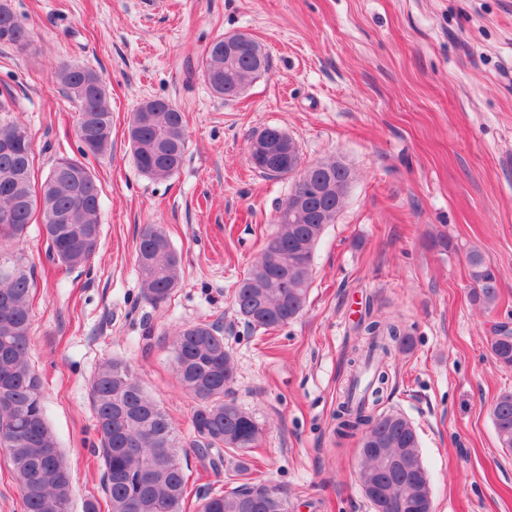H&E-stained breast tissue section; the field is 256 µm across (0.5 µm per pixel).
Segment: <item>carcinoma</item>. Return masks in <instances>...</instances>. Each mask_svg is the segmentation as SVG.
<instances>
[{
    "label": "carcinoma",
    "instance_id": "cac0c4a2",
    "mask_svg": "<svg viewBox=\"0 0 512 512\" xmlns=\"http://www.w3.org/2000/svg\"><path fill=\"white\" fill-rule=\"evenodd\" d=\"M26 49L32 33L14 15L9 0H0V45ZM258 68L248 51L224 52V37L214 39L202 59L201 73L213 92L226 100L243 96L251 80L268 70V55ZM57 81L80 104L95 142L76 127L79 156L55 159L41 184H36L34 146L18 123L0 120V447L7 450L19 484L25 512H70L71 474L62 454L54 455L57 440L43 406L40 377L28 362L32 326L33 278L28 260L18 245L34 222L37 208L43 217L56 214L62 222L43 225L46 253L67 269L86 266L100 239V189L87 165L88 157L104 154L112 137V110L99 73L90 66L64 62L56 67ZM133 158L148 178L164 181L182 165L187 146L186 120L166 99H151L132 112L128 126ZM310 179L325 192L307 200L303 210L278 223L274 234L250 271L234 291L236 313L253 330L287 325L302 312L312 275L315 248L324 219L343 208L352 174L342 163L319 161L308 170ZM137 264L144 298L166 301L181 280V258L166 234L146 226L137 245ZM471 301L486 309L499 298V281L491 261L481 252L468 254ZM366 346L355 351L350 365L359 373L372 370L364 394L354 399L346 392L336 407V434L340 438L375 439L383 453L360 457L359 485L382 471L386 477L384 512H415L411 499L415 484L427 479L398 463L406 451L421 457L418 435L400 412L376 411L389 381L378 356L388 358L408 349L411 338L399 325L375 319L365 326ZM494 360L512 368V330L495 327L490 342ZM171 355L183 389L195 400L191 415L200 437L196 452L210 450L241 454L254 447L262 428L255 417L227 399L235 366L224 347L221 329L213 323H192L174 334ZM96 434L104 463V488L111 512H183L187 497L180 446L168 414L144 391L130 367L120 360L105 362L90 382ZM499 446L512 451V391L501 393L492 408ZM269 482L245 480L225 491L211 489L197 495L198 512H288V500L268 503L262 493Z\"/></svg>",
    "mask_w": 512,
    "mask_h": 512
}]
</instances>
